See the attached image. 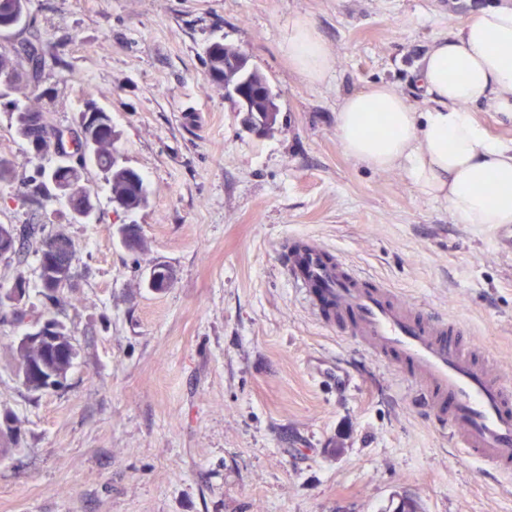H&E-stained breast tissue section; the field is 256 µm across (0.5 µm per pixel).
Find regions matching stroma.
<instances>
[{
	"mask_svg": "<svg viewBox=\"0 0 512 512\" xmlns=\"http://www.w3.org/2000/svg\"><path fill=\"white\" fill-rule=\"evenodd\" d=\"M491 0H30V28L55 47L41 88L51 122L76 126L86 103L109 114L119 161L149 199L115 210L101 174L95 223L64 202L18 199L37 162L15 135L16 94L0 97V224L65 232L80 256L61 306L26 302L0 320V414L21 428L0 458V512H512V482L464 458L414 407L399 374L358 337L328 328L282 269L310 238L380 278L414 307L459 322L512 379V256L482 224L401 170L349 157L342 98L386 81L415 95L431 42ZM309 18L334 57L313 83L283 50ZM215 40L265 74L279 106L250 130L203 64ZM137 225L144 252L119 228ZM167 265L169 288L147 286ZM64 322L77 357L64 385L29 393L10 346L31 322Z\"/></svg>",
	"mask_w": 512,
	"mask_h": 512,
	"instance_id": "1",
	"label": "stroma"
}]
</instances>
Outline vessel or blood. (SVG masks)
Here are the masks:
<instances>
[{
  "mask_svg": "<svg viewBox=\"0 0 512 512\" xmlns=\"http://www.w3.org/2000/svg\"><path fill=\"white\" fill-rule=\"evenodd\" d=\"M284 262L290 285L324 321L348 328L394 368L456 447L489 470L512 474V385L498 375L490 350L475 348L458 324L410 306L312 240L290 244Z\"/></svg>",
  "mask_w": 512,
  "mask_h": 512,
  "instance_id": "1",
  "label": "vessel or blood"
}]
</instances>
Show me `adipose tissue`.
<instances>
[{"label":"adipose tissue","instance_id":"adipose-tissue-1","mask_svg":"<svg viewBox=\"0 0 512 512\" xmlns=\"http://www.w3.org/2000/svg\"><path fill=\"white\" fill-rule=\"evenodd\" d=\"M288 63L312 82L333 71L314 23L296 17L284 41ZM420 103L379 82L343 98L336 135L373 169H400L422 194L447 202L456 223L512 224V143L488 139L473 109L512 121V0L483 7L433 40L415 69ZM494 192H484L485 184Z\"/></svg>","mask_w":512,"mask_h":512}]
</instances>
